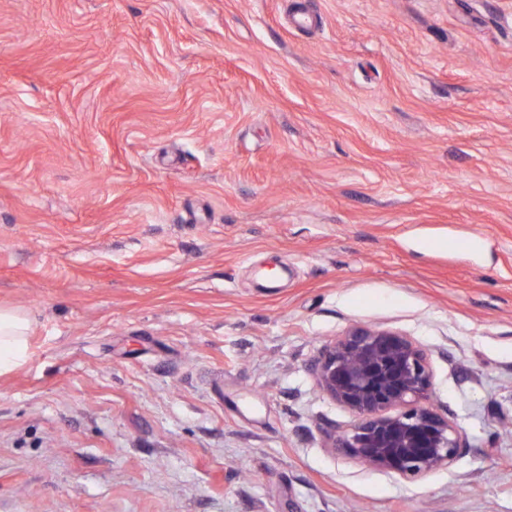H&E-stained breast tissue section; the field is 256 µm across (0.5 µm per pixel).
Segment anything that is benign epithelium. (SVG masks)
<instances>
[{"instance_id": "7a95c632", "label": "benign epithelium", "mask_w": 512, "mask_h": 512, "mask_svg": "<svg viewBox=\"0 0 512 512\" xmlns=\"http://www.w3.org/2000/svg\"><path fill=\"white\" fill-rule=\"evenodd\" d=\"M313 373L351 414L333 448L367 468L412 482L450 466L464 447L455 422L434 408L427 351L401 331L353 325L323 346Z\"/></svg>"}]
</instances>
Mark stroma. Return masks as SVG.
<instances>
[{"label":"stroma","instance_id":"obj_1","mask_svg":"<svg viewBox=\"0 0 512 512\" xmlns=\"http://www.w3.org/2000/svg\"><path fill=\"white\" fill-rule=\"evenodd\" d=\"M0 512H512V0H0ZM425 347L468 446L331 438ZM29 325L27 318L0 310V375L10 373L24 360ZM313 373L352 417L333 448L367 468L412 482L464 448L458 426L434 408L427 351L401 331L353 325L323 346Z\"/></svg>","mask_w":512,"mask_h":512}]
</instances>
